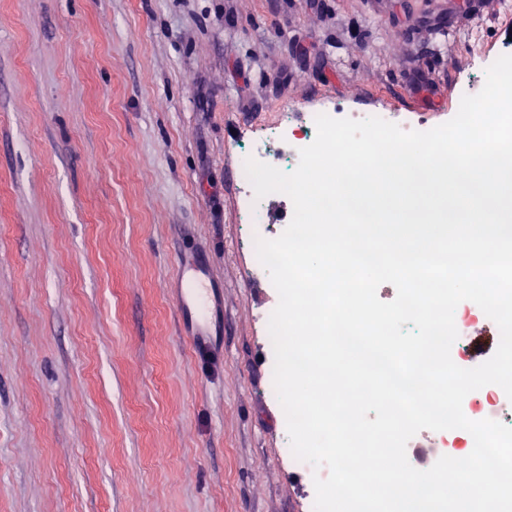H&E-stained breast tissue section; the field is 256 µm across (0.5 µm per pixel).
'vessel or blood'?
<instances>
[{
    "label": "vessel or blood",
    "instance_id": "1",
    "mask_svg": "<svg viewBox=\"0 0 512 512\" xmlns=\"http://www.w3.org/2000/svg\"><path fill=\"white\" fill-rule=\"evenodd\" d=\"M178 281L180 286L175 290V298L182 311L185 330L195 349H204L212 334V274L207 267L184 261L179 267Z\"/></svg>",
    "mask_w": 512,
    "mask_h": 512
}]
</instances>
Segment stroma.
I'll return each mask as SVG.
<instances>
[{"mask_svg":"<svg viewBox=\"0 0 512 512\" xmlns=\"http://www.w3.org/2000/svg\"><path fill=\"white\" fill-rule=\"evenodd\" d=\"M509 18L512 0H0V512H311L237 151L336 100L441 125L470 45ZM183 257L224 292L211 356L179 323ZM497 336L471 327L465 366Z\"/></svg>","mask_w":512,"mask_h":512,"instance_id":"1","label":"stroma"}]
</instances>
